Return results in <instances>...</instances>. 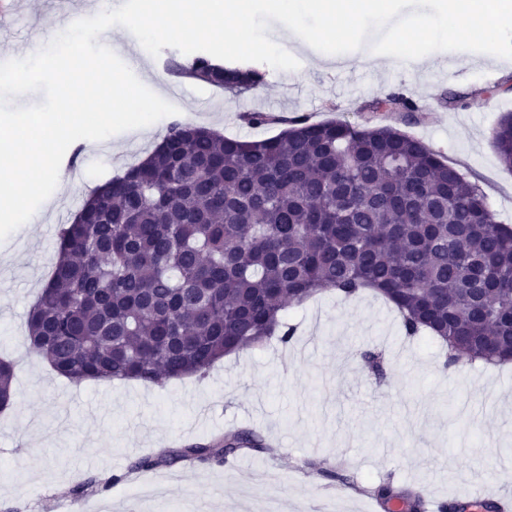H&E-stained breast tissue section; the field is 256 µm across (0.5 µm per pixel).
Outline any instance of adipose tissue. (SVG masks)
Instances as JSON below:
<instances>
[{
  "instance_id": "ef3b65f1",
  "label": "adipose tissue",
  "mask_w": 512,
  "mask_h": 512,
  "mask_svg": "<svg viewBox=\"0 0 512 512\" xmlns=\"http://www.w3.org/2000/svg\"><path fill=\"white\" fill-rule=\"evenodd\" d=\"M267 8L287 20V32L291 35L305 37L319 62L331 63L333 57L325 51V40L335 38L336 34L353 36L356 28L354 19L367 16L372 20L371 38L394 36L398 48L384 58L385 68H399L406 59L405 46L412 44L419 34H427L433 45L447 42L466 47L474 37L469 29L471 14L483 12L486 0H447L445 10L439 14L413 19L410 26L393 30L389 0H348L345 8H337L336 0H266ZM316 12L323 20L318 34L306 35L302 27V19L309 12Z\"/></svg>"
}]
</instances>
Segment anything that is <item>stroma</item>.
Instances as JSON below:
<instances>
[{"label":"stroma","instance_id":"stroma-1","mask_svg":"<svg viewBox=\"0 0 512 512\" xmlns=\"http://www.w3.org/2000/svg\"><path fill=\"white\" fill-rule=\"evenodd\" d=\"M123 2L6 0L0 62L40 50L68 12L91 17ZM417 48L431 53L426 67L389 70L360 62L351 40L333 41L328 50L342 60L325 66L294 39L285 49L298 69L267 68L265 86L239 96L183 78L176 117L158 126L177 119L243 140L277 135V128L245 124L246 109L389 125L460 164L482 185L498 221L512 225V170L492 146L498 120L512 113V37L500 41L491 59L478 48L468 55L450 45ZM183 58L166 47L130 68L164 98ZM395 89L420 104L419 123L368 111ZM449 91L461 93L457 107L442 103ZM157 142L128 130L96 149L66 151V190L43 202L41 223L0 241V356L16 363L14 402L0 412V512H83L88 505L105 512H373L368 490L387 481L428 498L496 494L494 473L512 458V367L463 356L455 369H442L440 345L405 337L397 314L370 291L351 299L324 292L287 308L296 328L292 343L273 341L224 358L202 379L75 385L30 350L25 317L56 261L59 226L71 222L93 188ZM366 348L383 351L385 381L362 367L357 352ZM474 385L490 391L489 401L459 414V395ZM236 428L255 430L272 454L126 475L137 458ZM110 474L120 475V483L89 487V480ZM143 483L152 486V497L133 496Z\"/></svg>","mask_w":512,"mask_h":512}]
</instances>
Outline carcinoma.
Here are the masks:
<instances>
[{
  "mask_svg": "<svg viewBox=\"0 0 512 512\" xmlns=\"http://www.w3.org/2000/svg\"><path fill=\"white\" fill-rule=\"evenodd\" d=\"M188 77L237 94L265 73L199 54ZM376 112L422 108L397 91ZM247 141L181 121L126 172L98 186L61 225L49 282L30 306L26 340L75 384L204 375L220 359L296 328L282 317L321 290H372L407 337L429 333L460 356L512 361V226L456 163L391 126L312 122L246 110ZM512 169V113L493 135ZM380 381V353H361ZM15 366L0 359V410L13 404ZM270 448L252 431L163 450L130 470L179 462L221 465Z\"/></svg>",
  "mask_w": 512,
  "mask_h": 512,
  "instance_id": "obj_1",
  "label": "carcinoma"
}]
</instances>
